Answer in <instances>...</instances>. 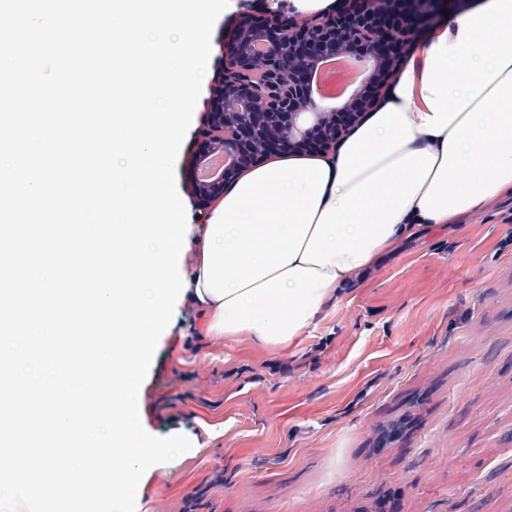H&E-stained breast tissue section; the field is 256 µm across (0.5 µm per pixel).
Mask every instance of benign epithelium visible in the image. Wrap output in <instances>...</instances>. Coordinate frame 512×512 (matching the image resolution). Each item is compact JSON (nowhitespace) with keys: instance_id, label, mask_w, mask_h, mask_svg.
I'll return each instance as SVG.
<instances>
[{"instance_id":"1","label":"benign epithelium","mask_w":512,"mask_h":512,"mask_svg":"<svg viewBox=\"0 0 512 512\" xmlns=\"http://www.w3.org/2000/svg\"><path fill=\"white\" fill-rule=\"evenodd\" d=\"M378 11L364 13L362 0H346L336 18H307L289 22L242 18L229 44L223 47V79L212 100L200 140L204 147L231 158L221 176L202 181L197 170L204 158L190 161L191 186L199 208L207 212L213 200L224 196V186L254 166L267 153L252 152L247 140L277 145V151L303 147L322 149L333 142L311 144L310 129L328 124L329 105L309 96L305 73L311 57L336 53V39L375 46L392 43L401 57L406 40L422 16L442 11L452 0H376ZM266 51H255L257 44Z\"/></svg>"}]
</instances>
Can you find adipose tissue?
Here are the masks:
<instances>
[{
  "mask_svg": "<svg viewBox=\"0 0 512 512\" xmlns=\"http://www.w3.org/2000/svg\"><path fill=\"white\" fill-rule=\"evenodd\" d=\"M510 194L512 0H479L426 31L332 153H282L225 189L187 295L208 335L285 347L402 237Z\"/></svg>",
  "mask_w": 512,
  "mask_h": 512,
  "instance_id": "ef3b65f1",
  "label": "adipose tissue"
}]
</instances>
